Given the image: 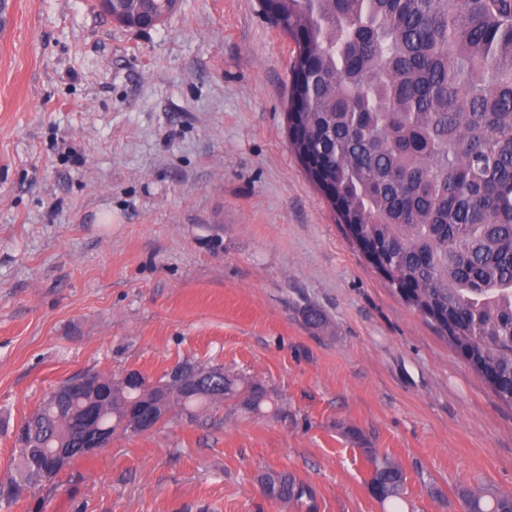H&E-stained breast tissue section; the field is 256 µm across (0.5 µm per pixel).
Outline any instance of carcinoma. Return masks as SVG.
Listing matches in <instances>:
<instances>
[{"label": "carcinoma", "mask_w": 512, "mask_h": 512, "mask_svg": "<svg viewBox=\"0 0 512 512\" xmlns=\"http://www.w3.org/2000/svg\"><path fill=\"white\" fill-rule=\"evenodd\" d=\"M294 41L288 142L355 245L379 250L383 277L486 382L512 404V0H261ZM176 0H125L112 19L157 25ZM210 382L155 402L164 422L193 417L224 394L258 412L259 384L212 368ZM151 396L112 382V408L97 418L128 434ZM16 438L20 467L47 468L57 447L80 457L87 427L75 402L43 399ZM367 487L398 504L406 477L371 454ZM267 498L314 512L311 487L269 471ZM16 480L0 503L20 497ZM463 512H512V495L461 490Z\"/></svg>", "instance_id": "1"}]
</instances>
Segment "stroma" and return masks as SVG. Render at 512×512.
I'll list each match as a JSON object with an SVG mask.
<instances>
[{"label": "stroma", "mask_w": 512, "mask_h": 512, "mask_svg": "<svg viewBox=\"0 0 512 512\" xmlns=\"http://www.w3.org/2000/svg\"><path fill=\"white\" fill-rule=\"evenodd\" d=\"M294 50L259 0H179L149 30L96 0H0V484L16 427L75 375L190 362L272 398L113 436L0 512H284L271 470L315 512L512 493V406L390 290L288 147ZM373 451L405 473L399 506L368 491ZM265 495L270 500L297 512H315L314 494L311 487L303 481L283 472L268 471L262 479Z\"/></svg>", "instance_id": "stroma-1"}]
</instances>
